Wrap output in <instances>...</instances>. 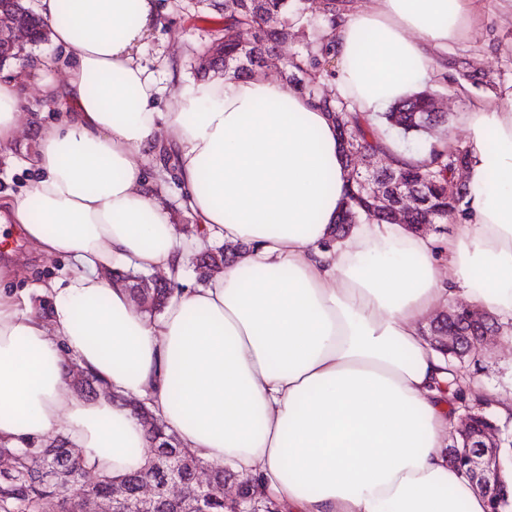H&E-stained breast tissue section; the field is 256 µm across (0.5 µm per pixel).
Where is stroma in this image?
Returning a JSON list of instances; mask_svg holds the SVG:
<instances>
[{
  "mask_svg": "<svg viewBox=\"0 0 512 512\" xmlns=\"http://www.w3.org/2000/svg\"><path fill=\"white\" fill-rule=\"evenodd\" d=\"M162 21L142 46V64L160 82H167L169 70H177L181 83L202 80V62L206 49L217 30L223 29L210 9L211 0H159ZM477 22L468 38L453 45L447 58L451 71L446 83L427 82V89L436 91L441 111L447 112V123L432 128L424 139L439 143L453 141L463 147L468 133L457 122V114L472 102L494 97L501 102L512 101V15L502 12L496 0H477ZM32 65L12 62L0 67V77L14 79L17 84L23 121L51 124L57 112L54 103L41 94L42 82L50 77L61 78L66 58L51 41H43L30 50ZM28 153L22 146L0 149V198L23 199L33 190L35 177L26 164ZM150 169L171 211L180 226L193 225L183 190L174 174V167L151 159ZM70 262L62 256L48 258L18 240L14 250L0 252V290L29 297L33 303L45 302L40 287L68 279ZM462 369L468 379L477 383L481 398L467 399L471 411L494 415V402L512 398V349L498 348L495 355L470 354Z\"/></svg>",
  "mask_w": 512,
  "mask_h": 512,
  "instance_id": "35a3bbf8",
  "label": "stroma"
}]
</instances>
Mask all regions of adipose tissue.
Masks as SVG:
<instances>
[{"label":"adipose tissue","mask_w":512,"mask_h":512,"mask_svg":"<svg viewBox=\"0 0 512 512\" xmlns=\"http://www.w3.org/2000/svg\"><path fill=\"white\" fill-rule=\"evenodd\" d=\"M72 53L21 124L0 78V146L33 145L31 199L5 214L74 273L48 314L0 291V444L63 440L119 477L149 459L145 406L200 459L256 480L286 512H489L442 448L456 426L448 360L423 336L464 298L512 326V104H468L471 193L439 239L406 224L337 236L349 182L331 113L264 76L176 88L166 106L138 52L158 0H37ZM476 0H359L333 33L334 88L373 118L439 70ZM173 155L186 205L230 257L184 287V235L147 166ZM181 291L157 318L109 269ZM101 382L77 394L69 361Z\"/></svg>","instance_id":"obj_1"}]
</instances>
